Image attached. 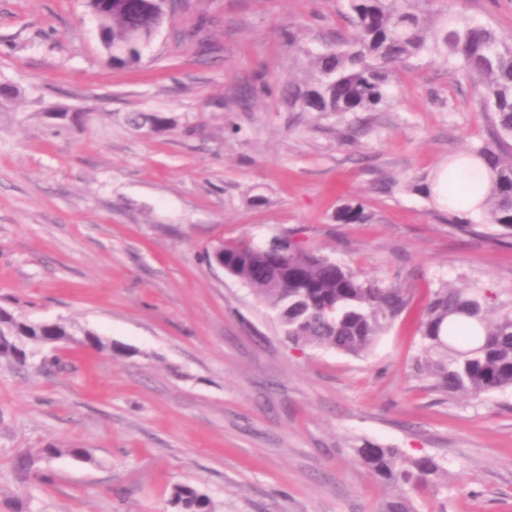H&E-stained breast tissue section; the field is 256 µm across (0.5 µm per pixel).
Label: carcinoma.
<instances>
[{"instance_id": "1", "label": "carcinoma", "mask_w": 512, "mask_h": 512, "mask_svg": "<svg viewBox=\"0 0 512 512\" xmlns=\"http://www.w3.org/2000/svg\"><path fill=\"white\" fill-rule=\"evenodd\" d=\"M349 30L302 53L310 60L309 76L280 90L290 112H334L340 116L382 112L394 103L400 75L426 57H441L456 82L474 90L476 105L487 117L489 141L463 154L479 160L489 187L478 209L486 223L512 232V45L484 24L451 16L459 0H347ZM99 34L114 65L133 66L164 22L156 0H112L98 9ZM272 92L260 74L243 90L245 105L256 93ZM476 188L448 174V204L443 216L454 229L476 233L470 212L457 206ZM361 204L337 214L343 224L364 222ZM288 248L272 255L253 243L215 248L235 278L275 312L284 335L295 346L332 349L361 357L386 333L410 302L408 289L364 276L306 246L294 231L284 234ZM265 264L269 278L254 276ZM418 335L423 356L419 373L450 396L474 397L512 389V307L496 304L483 289L463 291L443 285L430 292ZM73 337L99 350L112 346L62 321L33 322L0 307V360L24 366L56 339ZM356 455L380 480L400 488H431L443 499L446 485L436 481L443 462L429 456L407 457L398 448L364 446ZM174 503L182 512H212L209 495L189 485L175 488Z\"/></svg>"}]
</instances>
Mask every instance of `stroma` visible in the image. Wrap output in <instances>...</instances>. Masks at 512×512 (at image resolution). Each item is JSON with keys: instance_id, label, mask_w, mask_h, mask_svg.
I'll return each instance as SVG.
<instances>
[{"instance_id": "stroma-1", "label": "stroma", "mask_w": 512, "mask_h": 512, "mask_svg": "<svg viewBox=\"0 0 512 512\" xmlns=\"http://www.w3.org/2000/svg\"><path fill=\"white\" fill-rule=\"evenodd\" d=\"M456 9L512 39V0ZM345 12L346 0H191L139 65L120 67L87 0H0V83L18 92L0 107V307L112 345L69 347L50 367L0 361V512H180L182 484L213 512H378L397 490L356 455L366 445L443 460L444 503L413 493L414 512H512V390L450 397L415 370L431 289L512 302V238L455 230L413 188L487 141L472 88L424 60L348 141L336 114L234 101L257 74L278 87L301 77L285 31L315 48ZM61 112L90 120L63 126ZM138 113L168 124L135 128ZM357 203L370 221L337 222ZM291 229L411 289L367 354L293 348L208 259ZM51 443L65 454L42 457ZM21 453L32 474L12 468Z\"/></svg>"}]
</instances>
